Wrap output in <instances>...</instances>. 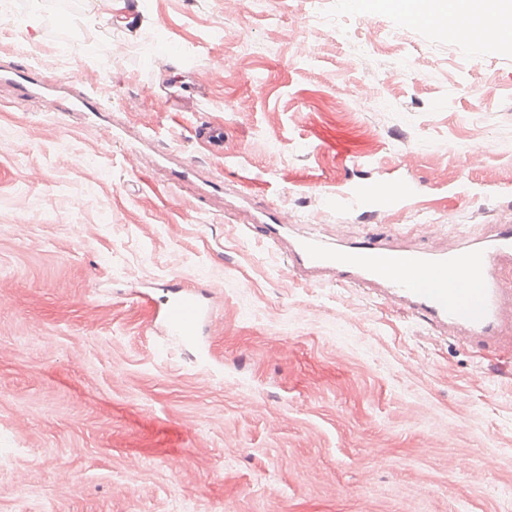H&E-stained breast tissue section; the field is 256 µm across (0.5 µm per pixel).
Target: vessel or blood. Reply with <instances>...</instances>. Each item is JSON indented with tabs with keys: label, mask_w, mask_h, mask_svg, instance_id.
<instances>
[{
	"label": "vessel or blood",
	"mask_w": 512,
	"mask_h": 512,
	"mask_svg": "<svg viewBox=\"0 0 512 512\" xmlns=\"http://www.w3.org/2000/svg\"><path fill=\"white\" fill-rule=\"evenodd\" d=\"M396 8L415 25L449 24L455 40L474 50L512 31V18L501 17L493 27L484 13L469 8L445 18L433 15L427 0L411 5L398 0ZM407 199L403 186L380 190L364 184L349 193L335 192L331 202L340 209L379 214ZM291 228V218L282 211L272 222L256 225L255 233L269 247L283 250L290 265L303 273L378 289L408 315L458 340L512 349V282L500 275L512 263V226L498 224L491 235L431 250L385 239L334 243L317 235L294 237ZM158 318L170 340L192 346L199 361L208 363L210 354L201 343L208 315L198 290L169 289L158 303Z\"/></svg>",
	"instance_id": "vessel-or-blood-1"
}]
</instances>
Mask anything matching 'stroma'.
<instances>
[{"mask_svg": "<svg viewBox=\"0 0 512 512\" xmlns=\"http://www.w3.org/2000/svg\"><path fill=\"white\" fill-rule=\"evenodd\" d=\"M395 178L405 207L327 206ZM280 207L333 242L512 225V44L477 60L369 0L0 11V512H512V351L295 276L249 231ZM179 284L212 371L154 324Z\"/></svg>", "mask_w": 512, "mask_h": 512, "instance_id": "obj_1", "label": "stroma"}]
</instances>
